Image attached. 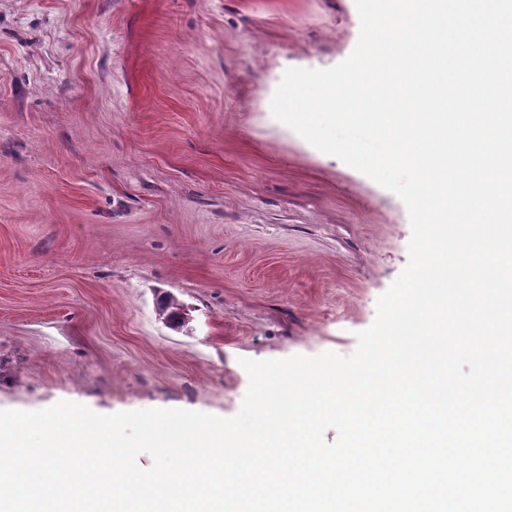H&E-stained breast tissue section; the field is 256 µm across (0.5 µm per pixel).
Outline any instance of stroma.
<instances>
[{
	"label": "stroma",
	"instance_id": "obj_1",
	"mask_svg": "<svg viewBox=\"0 0 512 512\" xmlns=\"http://www.w3.org/2000/svg\"><path fill=\"white\" fill-rule=\"evenodd\" d=\"M359 30L356 0H0V410L229 417L241 359L355 350L407 208L270 103ZM184 306L174 297H163L159 302V316L172 328L178 329L186 323Z\"/></svg>",
	"mask_w": 512,
	"mask_h": 512
}]
</instances>
